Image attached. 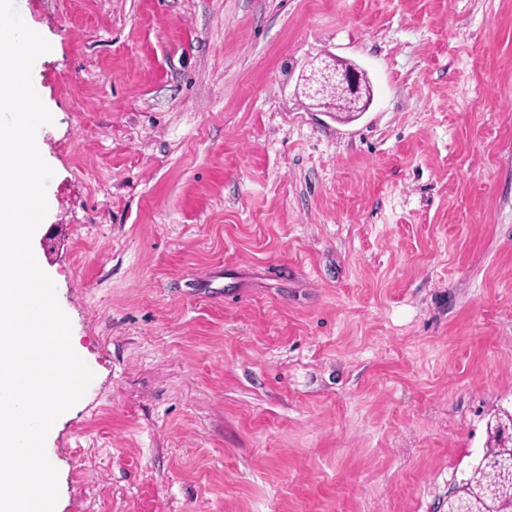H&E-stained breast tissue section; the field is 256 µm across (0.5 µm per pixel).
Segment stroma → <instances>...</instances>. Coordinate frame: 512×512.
Masks as SVG:
<instances>
[{
    "label": "stroma",
    "mask_w": 512,
    "mask_h": 512,
    "mask_svg": "<svg viewBox=\"0 0 512 512\" xmlns=\"http://www.w3.org/2000/svg\"><path fill=\"white\" fill-rule=\"evenodd\" d=\"M24 8L94 374L56 512H448L512 408V0ZM335 58L359 116L304 93ZM362 73L355 65H348L336 59L332 68L327 63L324 67L314 70L304 79V86L311 98H317L326 88L339 90L346 99L362 103L358 112H364L369 104L366 103L363 94Z\"/></svg>",
    "instance_id": "35a3bbf8"
}]
</instances>
